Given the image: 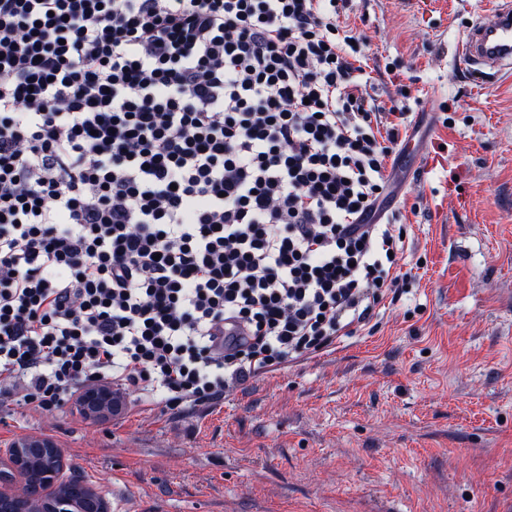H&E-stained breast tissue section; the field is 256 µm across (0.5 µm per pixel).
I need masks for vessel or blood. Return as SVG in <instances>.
Listing matches in <instances>:
<instances>
[{"instance_id":"obj_1","label":"vessel or blood","mask_w":512,"mask_h":512,"mask_svg":"<svg viewBox=\"0 0 512 512\" xmlns=\"http://www.w3.org/2000/svg\"><path fill=\"white\" fill-rule=\"evenodd\" d=\"M455 63L481 82L512 72V0H492L491 17L473 24Z\"/></svg>"}]
</instances>
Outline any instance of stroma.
Returning <instances> with one entry per match:
<instances>
[{"instance_id":"obj_1","label":"stroma","mask_w":512,"mask_h":512,"mask_svg":"<svg viewBox=\"0 0 512 512\" xmlns=\"http://www.w3.org/2000/svg\"><path fill=\"white\" fill-rule=\"evenodd\" d=\"M485 4L348 0L338 17L366 39L368 94L405 90L424 149L387 164L411 283L372 330L216 403L132 389L100 422L2 405L0 449L52 438L122 512H512V75L453 65Z\"/></svg>"}]
</instances>
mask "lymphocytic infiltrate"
I'll return each mask as SVG.
<instances>
[{
    "label": "lymphocytic infiltrate",
    "instance_id": "lymphocytic-infiltrate-1",
    "mask_svg": "<svg viewBox=\"0 0 512 512\" xmlns=\"http://www.w3.org/2000/svg\"><path fill=\"white\" fill-rule=\"evenodd\" d=\"M341 0H0V403L178 410L400 298Z\"/></svg>",
    "mask_w": 512,
    "mask_h": 512
}]
</instances>
